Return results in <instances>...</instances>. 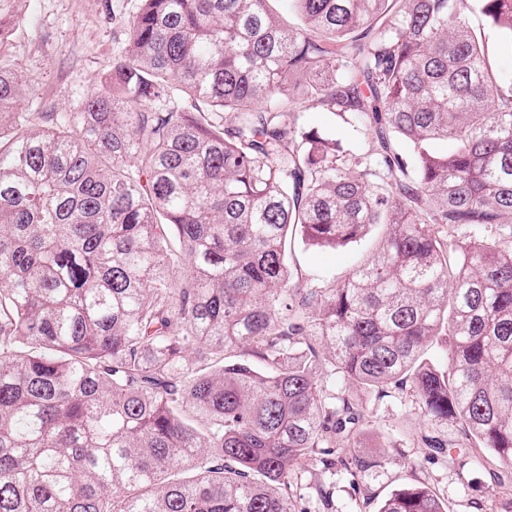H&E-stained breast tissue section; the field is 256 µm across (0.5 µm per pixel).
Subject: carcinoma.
<instances>
[{
    "mask_svg": "<svg viewBox=\"0 0 512 512\" xmlns=\"http://www.w3.org/2000/svg\"><path fill=\"white\" fill-rule=\"evenodd\" d=\"M138 2L71 112L0 64V512H334L403 388L512 488V78L468 22L511 49L512 0ZM296 235L372 249L314 278ZM302 111L301 120L306 126L316 127L319 130L332 129L336 132V137L341 138L345 147L352 154H363L368 149L369 138L363 133L352 131L348 127L331 126L326 114L322 112L319 105L311 99H306L300 105Z\"/></svg>",
    "mask_w": 512,
    "mask_h": 512,
    "instance_id": "cac0c4a2",
    "label": "carcinoma"
}]
</instances>
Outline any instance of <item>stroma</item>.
Listing matches in <instances>:
<instances>
[{"label": "stroma", "instance_id": "stroma-1", "mask_svg": "<svg viewBox=\"0 0 512 512\" xmlns=\"http://www.w3.org/2000/svg\"><path fill=\"white\" fill-rule=\"evenodd\" d=\"M138 0H25V19L0 48L13 68L22 72L35 96L58 112L72 110L79 94L96 91L121 51L113 33L135 12ZM306 126L334 129L353 154L366 152L367 135L347 127H331L312 100L300 106ZM362 254L361 247L337 249L295 242L292 256L303 272L326 278L344 277ZM368 428L385 447L387 461L366 476L360 495L337 478L334 499L338 512H377L380 503L403 483L423 479L435 487L448 512H512V495L496 486L483 471L464 460L427 462L421 447L432 428L411 394L394 395L369 404Z\"/></svg>", "mask_w": 512, "mask_h": 512}]
</instances>
